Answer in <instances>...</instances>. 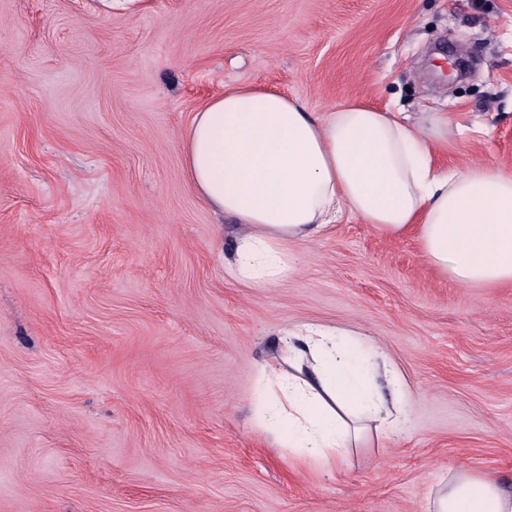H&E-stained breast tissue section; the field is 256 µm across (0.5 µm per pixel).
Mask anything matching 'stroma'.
Wrapping results in <instances>:
<instances>
[{"mask_svg":"<svg viewBox=\"0 0 512 512\" xmlns=\"http://www.w3.org/2000/svg\"><path fill=\"white\" fill-rule=\"evenodd\" d=\"M242 85L444 112L440 167L512 168V0H0V512H426L455 464L512 490V286L348 213L286 279L226 272L243 227L182 135ZM306 324L377 344L408 391L340 472L259 424L258 370Z\"/></svg>","mask_w":512,"mask_h":512,"instance_id":"1","label":"stroma"}]
</instances>
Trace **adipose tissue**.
<instances>
[{
  "mask_svg": "<svg viewBox=\"0 0 512 512\" xmlns=\"http://www.w3.org/2000/svg\"><path fill=\"white\" fill-rule=\"evenodd\" d=\"M447 113L419 121L358 102L311 111L261 86L207 101L184 134L189 182L214 211L248 225L231 276L263 288L288 275L287 246L315 240L340 210L401 237L415 232L426 262L464 286L512 284V168L440 170ZM321 325L291 332L280 364L262 369L261 423L302 459L343 466L368 431L402 414L405 388L379 347ZM432 512H512V491L463 465Z\"/></svg>",
  "mask_w": 512,
  "mask_h": 512,
  "instance_id": "1",
  "label": "adipose tissue"
}]
</instances>
